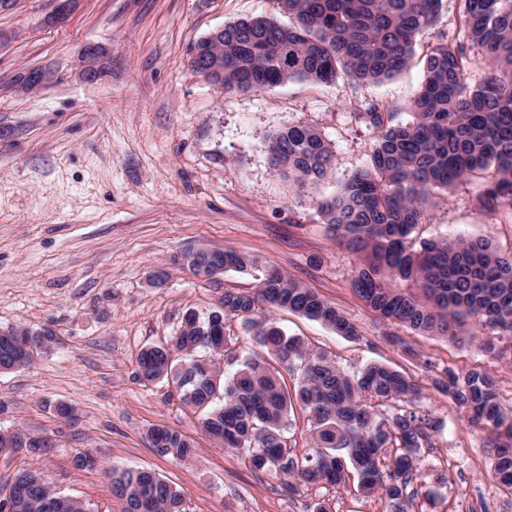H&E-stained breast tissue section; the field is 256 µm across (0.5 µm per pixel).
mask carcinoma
<instances>
[{
    "label": "carcinoma",
    "mask_w": 512,
    "mask_h": 512,
    "mask_svg": "<svg viewBox=\"0 0 512 512\" xmlns=\"http://www.w3.org/2000/svg\"><path fill=\"white\" fill-rule=\"evenodd\" d=\"M287 24L263 16L224 25L193 47L191 66L226 92L260 91L293 80L331 83L339 74L362 85L379 84L406 67L416 53L417 37L432 28L442 0H282ZM463 38L437 34L425 54V79L403 123L380 103L355 117L376 136L368 165L339 190L317 201V211L336 245L355 257L351 287L382 320L417 334L458 343L476 340L471 327L491 329L512 342V251L504 253L484 239L444 237L417 241V227L439 190L480 172L494 174L477 195L488 215L512 214V0H460ZM478 47L492 71L477 83L468 73L469 51ZM273 167L296 182L317 183L333 161L331 144L312 127L289 125L270 138ZM224 255L190 252L196 275L210 264L246 272L257 259L233 249ZM253 292H224L222 309L202 319L184 314L176 349L145 347L139 375L145 381L186 376L178 389L187 406L205 411L203 430L222 447L244 454L256 472L274 471L295 493L301 485H338L347 471L366 494L381 493L401 509L404 491L420 465L418 454L431 447L439 423L419 410L422 390L407 373L381 363L350 374L324 352L310 350L288 336L268 313L289 310L321 322L337 335L358 340V327L313 289L275 268L261 269ZM237 316L255 329L256 344L278 363L299 364L293 391L280 371L264 358H248L236 373L201 348L226 360L224 329L213 319ZM42 337L27 330L0 333V372L30 366V343ZM435 381L463 411L468 423L485 432L493 452V480L512 493V413L502 409L496 377L471 368L446 372ZM223 394V404L213 405ZM401 401L403 405L392 404ZM299 404L311 420L313 453L299 461L289 455L284 426ZM153 447L175 460L193 453L191 440L171 427L149 431ZM0 452L41 450L23 431ZM403 453L382 466L387 450ZM120 512H183L180 492L148 468L106 471ZM11 486L25 489L21 506L11 509L0 497V512H86L82 501L59 494L29 470L13 475Z\"/></svg>",
    "instance_id": "cac0c4a2"
}]
</instances>
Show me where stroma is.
I'll return each mask as SVG.
<instances>
[{"label":"stroma","instance_id":"1","mask_svg":"<svg viewBox=\"0 0 512 512\" xmlns=\"http://www.w3.org/2000/svg\"><path fill=\"white\" fill-rule=\"evenodd\" d=\"M58 0H11L0 7V330L52 329L50 346L25 369L0 372V432L44 436L38 453H0V491L19 470L42 472L57 492L89 512H117L104 471L150 468L183 497L184 512H392L387 499L340 485L301 486L295 494L273 472H254L245 455L221 448L202 429V413L173 384H146L138 358L171 341L185 312L207 316L225 290L251 292L254 272L195 275L179 260L193 247L232 248L258 257L314 289L361 331L357 340L287 310L272 315L349 372L379 362L411 374L420 406L440 427L421 449L407 512H512V495L493 482L483 433L470 427L432 385L444 370L493 373L512 410V363L479 344L457 345L404 328V354L350 287L353 258L331 240L316 210L368 163L372 127L356 114L372 102L411 118L424 80V55L436 32L457 35L458 0H443L435 29L418 38L407 67L377 85L346 76L317 84L294 80L261 91L226 93L190 65L191 48L225 24L264 16L288 23L278 0H79L56 20ZM100 46L109 70L82 77L85 46ZM43 74L24 92L19 76ZM291 124L318 129L334 160L319 185L275 171L270 137ZM485 175L439 191L421 237L484 238L512 249V217L489 216L475 195ZM165 268L164 283L153 273ZM76 407L74 420L55 413ZM166 426L190 438L177 461L148 433ZM97 467L81 469L83 452Z\"/></svg>","mask_w":512,"mask_h":512}]
</instances>
